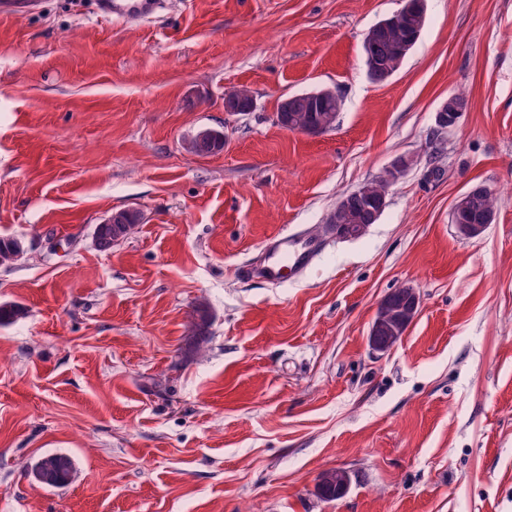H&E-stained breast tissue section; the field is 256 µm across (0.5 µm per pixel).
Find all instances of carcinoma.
Masks as SVG:
<instances>
[{
    "instance_id": "obj_1",
    "label": "carcinoma",
    "mask_w": 512,
    "mask_h": 512,
    "mask_svg": "<svg viewBox=\"0 0 512 512\" xmlns=\"http://www.w3.org/2000/svg\"><path fill=\"white\" fill-rule=\"evenodd\" d=\"M404 20L396 23L393 18L377 22L366 33L363 40V56L372 80L383 82L392 77L416 45L426 24L424 0H404L401 8ZM341 110L339 95L327 88L301 93L282 100L277 108V124L290 132H305L309 128L321 129L325 133L336 125ZM224 148V144L209 143L194 138L188 150L198 155H208ZM387 184L382 177L362 185L366 195L348 200L345 208L334 211L328 224L336 226V238L352 231L362 236L366 228L379 219L378 208L385 205L383 199L388 194ZM498 199L490 189L484 193L468 195L465 206L457 213L461 224H485L496 213ZM139 224L135 211H130L110 224H100L96 228L98 245L110 248L115 242L134 233ZM22 253V244L14 238H0V263L15 260ZM393 311L391 324L399 322L405 308L403 289L397 288L387 295ZM197 318L191 327L184 345V353H194L210 339L211 320L207 309L196 310ZM74 472V461L62 453L48 454L38 459L31 467L30 475L40 487L64 488ZM345 476L337 469L322 473L318 484L319 496L328 501L339 499L337 490L343 485Z\"/></svg>"
}]
</instances>
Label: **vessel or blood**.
<instances>
[{"label":"vessel or blood","instance_id":"vessel-or-blood-1","mask_svg":"<svg viewBox=\"0 0 512 512\" xmlns=\"http://www.w3.org/2000/svg\"><path fill=\"white\" fill-rule=\"evenodd\" d=\"M41 0H0V16L20 18L36 12ZM165 5V0H97L99 15L127 24H140L156 19ZM321 244L311 238H293L281 234L268 240L264 246V260L252 267V278L266 282L284 279L286 271L307 268L313 261Z\"/></svg>","mask_w":512,"mask_h":512}]
</instances>
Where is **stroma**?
Instances as JSON below:
<instances>
[{"mask_svg":"<svg viewBox=\"0 0 512 512\" xmlns=\"http://www.w3.org/2000/svg\"><path fill=\"white\" fill-rule=\"evenodd\" d=\"M169 2L136 27L92 0L0 17V237L24 246L0 304L25 309L0 324V512H512V0H426L382 83L362 42L403 0ZM243 86L254 109L225 112ZM318 87L342 98L332 130L276 124ZM206 129L223 150L189 153ZM401 156L363 237L247 277L266 239L312 235ZM477 185L497 217L468 238L451 209ZM123 209L136 232L100 248ZM402 286L420 312L374 354ZM49 453L72 457L68 486L33 483ZM334 468L350 491L319 499ZM453 97L464 104L465 107L467 106L466 97L462 93L454 94ZM453 97H449L448 100L442 104L440 112H438L436 125L441 131L448 132V130L453 128L457 122L460 112L458 103ZM445 110H448V114L447 112H444ZM196 321L191 327V336H189L184 345V353L193 354L202 344L210 339L211 320L206 308H197Z\"/></svg>","mask_w":512,"mask_h":512,"instance_id":"obj_1","label":"stroma"}]
</instances>
